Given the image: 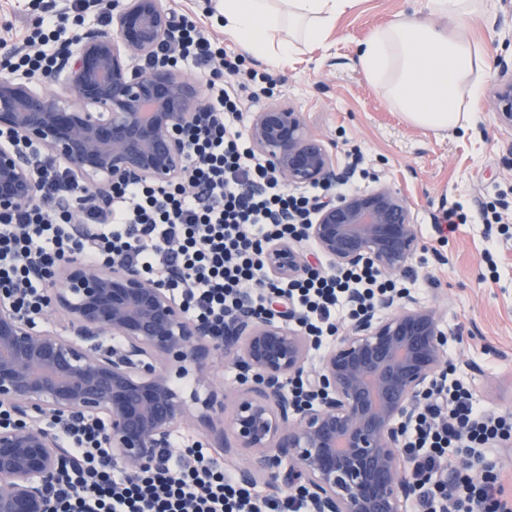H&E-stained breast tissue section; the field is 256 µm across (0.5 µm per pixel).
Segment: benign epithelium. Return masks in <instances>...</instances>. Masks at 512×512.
I'll use <instances>...</instances> for the list:
<instances>
[{"instance_id": "obj_1", "label": "benign epithelium", "mask_w": 512, "mask_h": 512, "mask_svg": "<svg viewBox=\"0 0 512 512\" xmlns=\"http://www.w3.org/2000/svg\"><path fill=\"white\" fill-rule=\"evenodd\" d=\"M177 24L163 0H119L113 32L88 29L57 56L52 80L68 97L33 87L32 74L0 80V214L24 207L37 191L22 147L36 145L70 176L107 201L112 187L182 177V128L205 105L202 87L158 57ZM492 111L512 130V65L499 64ZM254 149L292 190L342 178L323 137L301 113L272 103L249 126ZM327 269L372 265L403 274L421 248L410 203L378 184L321 199L307 225ZM268 271L294 279L310 265L292 243L266 252ZM46 282L64 332L38 330L0 297V512H53L52 487L70 454L49 420L82 415L106 423V446L130 474L155 464L190 414L163 361L194 366L209 380L214 351L240 370L229 424L213 391L199 418L214 447L246 453L238 478L263 475L270 495L306 489L311 512H405L418 495L402 448L420 402L448 369V337L438 311L407 294L384 296L308 370L311 343L287 325L284 303L259 316L245 301L224 317V335L188 317L167 289L134 267L101 270L71 259ZM119 338L110 348L79 342ZM305 378L315 399L299 405L288 381Z\"/></svg>"}]
</instances>
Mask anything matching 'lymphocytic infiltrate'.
Masks as SVG:
<instances>
[{
  "label": "lymphocytic infiltrate",
  "instance_id": "f902f5d3",
  "mask_svg": "<svg viewBox=\"0 0 512 512\" xmlns=\"http://www.w3.org/2000/svg\"><path fill=\"white\" fill-rule=\"evenodd\" d=\"M178 51L209 72L208 104L186 128L185 178L114 188L104 208L59 165L37 160V195L20 211L0 216V294H13L20 311L36 315L44 297L31 267L50 270L75 255L101 268L122 261L168 288L215 335H222L225 314L249 288L256 311H263L267 294L278 293L317 343H329L337 319L374 307L391 282L370 266L268 279L266 248L301 237L316 201L290 194L250 146L242 98L258 100L255 86L273 78L244 70L243 55L227 51L191 21L179 29ZM77 216L86 226L80 234L69 230ZM511 433V416L486 415L468 389L455 383L446 398L423 402L406 450L416 458L417 476L429 481L453 466V449ZM59 435L73 465L59 476L54 512H300V502L253 496L193 439L177 437L175 452L162 453L155 466L131 475L115 473L101 423L70 419L60 423ZM497 492L492 476L480 486L464 481L450 490L429 487L415 509L434 512L435 501L443 499L447 512H474Z\"/></svg>",
  "mask_w": 512,
  "mask_h": 512
}]
</instances>
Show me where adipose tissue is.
Wrapping results in <instances>:
<instances>
[{"label": "adipose tissue", "instance_id": "adipose-tissue-1", "mask_svg": "<svg viewBox=\"0 0 512 512\" xmlns=\"http://www.w3.org/2000/svg\"><path fill=\"white\" fill-rule=\"evenodd\" d=\"M352 0H221L224 29L244 54L275 65L302 41L331 31ZM477 0H428L432 13L448 19V30L402 15L375 30L362 44L356 66L383 91L413 125L430 130L458 129L473 121L488 64L485 52L463 34Z\"/></svg>", "mask_w": 512, "mask_h": 512}]
</instances>
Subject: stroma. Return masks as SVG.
Returning <instances> with one entry per match:
<instances>
[{
	"label": "stroma",
	"instance_id": "stroma-1",
	"mask_svg": "<svg viewBox=\"0 0 512 512\" xmlns=\"http://www.w3.org/2000/svg\"><path fill=\"white\" fill-rule=\"evenodd\" d=\"M67 0H0V41L21 42L48 8ZM430 19L427 0H356L318 43L301 46L274 68V100L301 112L321 135L338 169L358 163L368 178L353 175L363 190L383 183L401 190L415 215L423 247L399 283L422 304L437 309L448 334L453 378L488 413L512 412V131L501 127L491 108L496 69H489L475 101V119L464 131H434L410 124L383 92L355 66L357 50L372 32L400 14ZM469 38L488 61L512 57V0H485L466 20ZM463 206L474 221L457 225L446 238L433 226L444 210ZM211 385L193 374L179 381L184 391L224 393L232 416L239 372L220 355L210 360ZM469 457L495 463L512 500V437L474 448Z\"/></svg>",
	"mask_w": 512,
	"mask_h": 512
}]
</instances>
